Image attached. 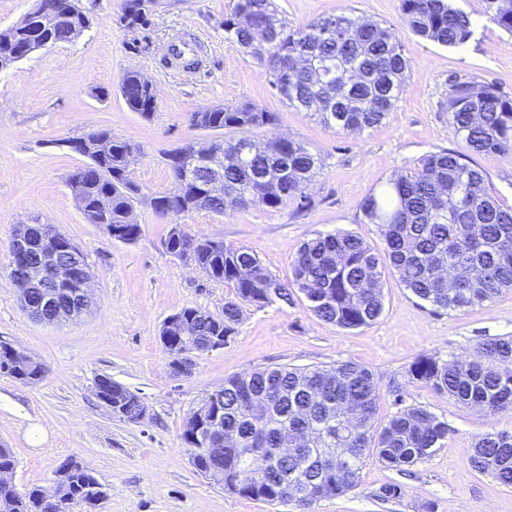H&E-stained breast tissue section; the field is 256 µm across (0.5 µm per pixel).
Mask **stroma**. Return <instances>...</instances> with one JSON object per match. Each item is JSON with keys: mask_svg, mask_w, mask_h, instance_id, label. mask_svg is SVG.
Returning <instances> with one entry per match:
<instances>
[{"mask_svg": "<svg viewBox=\"0 0 512 512\" xmlns=\"http://www.w3.org/2000/svg\"><path fill=\"white\" fill-rule=\"evenodd\" d=\"M233 0H156L144 34L148 50L130 53V31L120 18L125 0H99L90 28L68 44L42 48L0 71V341L42 363L34 384L0 378V445L11 448L18 491L52 492V473L74 456L106 487L97 512H289L231 495L199 475L182 440L185 421L226 378L279 365L332 366L352 360L382 380L403 377L420 354L444 359L466 355L487 336H512V290L463 312H445L415 298L386 276L385 310L373 325L344 330L322 321L300 292L289 303L247 307L224 348L195 357L193 372L176 377L159 341L163 321L195 307L220 317L231 288L209 280L164 248L171 218L139 206L136 243L112 240L89 223L66 183L83 164L67 139L96 129L138 144L129 176L150 196L169 192L173 173L165 155L205 139L194 112L252 103L276 113L258 140L286 136L304 142L321 160L308 193L311 204L278 209L250 206L217 216H181L188 231L251 249L282 282L290 262L316 233L351 232L375 246L377 225L365 223L363 199L376 184L411 171L425 155L454 147L448 121V81L491 83L512 97V33L486 19L483 0H453L476 23L461 47L425 41L405 24L398 0H276L299 27L341 10L382 23L409 62L402 92L388 119L355 134H339L318 117L299 112L274 92L269 76L224 33ZM207 39L212 53L203 71L187 76L167 68L163 49L185 32ZM137 70L155 85L157 110L130 111L119 91L123 75ZM50 224L88 257L95 302L80 317L47 324L30 317L3 274L16 225ZM111 376L147 406L137 423L115 418L98 400L95 379ZM407 401L447 420L443 448L399 473L369 460L355 493L320 502L316 512H512V487L472 469L468 451L488 432L512 431V412L487 416L421 385ZM400 483L401 499L383 502L378 488Z\"/></svg>", "mask_w": 512, "mask_h": 512, "instance_id": "35a3bbf8", "label": "stroma"}]
</instances>
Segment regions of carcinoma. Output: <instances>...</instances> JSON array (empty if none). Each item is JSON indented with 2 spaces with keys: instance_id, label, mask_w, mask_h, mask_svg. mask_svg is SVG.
Wrapping results in <instances>:
<instances>
[{
  "instance_id": "carcinoma-1",
  "label": "carcinoma",
  "mask_w": 512,
  "mask_h": 512,
  "mask_svg": "<svg viewBox=\"0 0 512 512\" xmlns=\"http://www.w3.org/2000/svg\"><path fill=\"white\" fill-rule=\"evenodd\" d=\"M89 6L75 9L63 21L28 16L0 30V61L21 59L33 40L70 42V30L90 22ZM485 15L512 33V0H484ZM401 15L417 36L447 47L465 44L474 33L472 19L449 0H399ZM276 22L262 53L250 57L271 79L280 99L299 112H313L338 132L352 134L382 123L399 97L408 69L401 44L376 22L362 21L348 11L320 18L305 27H290L278 17L275 0H234L224 16V32L249 48L253 27L265 19ZM152 81L139 71L127 72L120 91L127 107L143 116L155 111ZM449 125L458 149L430 153L406 175L382 183L361 204L364 223L375 224L383 237L378 248L350 232L317 234L301 245L292 261V287L298 289L321 320L343 329L374 324L384 312L383 276H396L404 288L435 310L465 311L493 301L512 288V205L487 184L485 171L470 155L512 157V97L493 85L454 79L448 88ZM277 116L251 103L221 106L197 128L213 132L225 154L247 143V158L224 164V188L239 187L244 201L198 195L195 185L163 194L174 197L171 214L206 210L222 215L248 206L277 209L288 203L310 204L308 189L320 171V158L306 145L279 137L260 142L254 130L273 126ZM137 148L112 141V154L85 163L82 186L74 199L91 224L97 223L98 202L110 201L108 223L132 244L141 226L127 222L137 205L156 208L129 180ZM192 248L194 258L212 281L233 289L224 303V317L201 308L180 314L196 319L191 344L173 339L165 350L173 359L186 350H201L209 338L229 340L245 308L288 301L282 283L248 248L200 237L173 224L165 243ZM247 267L242 278L238 269ZM279 286V294L269 292ZM16 348L0 342V376L32 384L43 366L33 360L24 369L15 364ZM422 384L488 416L512 412V336H488L468 355L444 360L422 354L407 368L404 381L387 391L396 411L377 420L381 378L373 370L345 361L332 367L276 366L247 371L224 381L209 394L228 437L219 472L200 443L190 439L198 410H192L182 435L197 472L228 494L251 497L270 505H293L296 512H314L324 501L355 492L366 461L377 459L401 471L429 458L448 439V422L421 405L406 401V388ZM97 396L112 415L136 423L139 396L123 385L98 377ZM288 447V454L280 448ZM468 462L512 487V431L486 433L469 450ZM17 461L0 446V512H44V492L33 487L18 492L13 483ZM98 479L77 466L57 482L60 512L80 504L95 512L87 487Z\"/></svg>"
}]
</instances>
